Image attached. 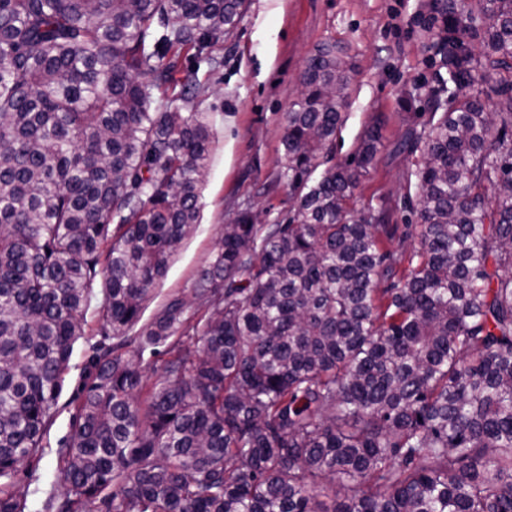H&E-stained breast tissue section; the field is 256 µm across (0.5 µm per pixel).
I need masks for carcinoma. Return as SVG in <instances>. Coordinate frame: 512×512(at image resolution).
<instances>
[{"label": "carcinoma", "instance_id": "obj_1", "mask_svg": "<svg viewBox=\"0 0 512 512\" xmlns=\"http://www.w3.org/2000/svg\"><path fill=\"white\" fill-rule=\"evenodd\" d=\"M244 2L0 0V512L28 508L19 468L97 286L57 512H512V0H479L477 58L450 16L440 116L396 147L423 148L420 247L352 206L376 128L352 162L325 158L349 71L325 43L281 138L292 216L240 213L137 328L199 223L211 143L174 105L192 90L175 58ZM480 83L498 111L458 101ZM162 88L179 92L159 112Z\"/></svg>", "mask_w": 512, "mask_h": 512}]
</instances>
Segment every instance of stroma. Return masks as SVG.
Here are the masks:
<instances>
[{
	"label": "stroma",
	"instance_id": "1",
	"mask_svg": "<svg viewBox=\"0 0 512 512\" xmlns=\"http://www.w3.org/2000/svg\"><path fill=\"white\" fill-rule=\"evenodd\" d=\"M435 0H247L242 18L221 37L224 63L207 54H182L178 66L196 79L199 93L189 109L203 113L211 131L210 156L199 198L200 222L157 282L141 317L149 323L165 300L191 287L211 257L225 224L238 212L263 210L266 223L288 216L291 192L282 173L281 135L301 95L300 73L318 47L331 42L350 64L349 97L331 150L346 162L369 127H377V160L354 192L356 206L388 209L395 224L411 218L404 203L414 195L408 181L420 154L392 156L411 128L430 118L428 91L443 70L435 44L438 29L418 25ZM101 297L86 311V336L79 340L63 376L57 412L47 429L41 459L32 460L27 512H46L50 492L63 484L59 448L71 441L73 415L98 338Z\"/></svg>",
	"mask_w": 512,
	"mask_h": 512
}]
</instances>
